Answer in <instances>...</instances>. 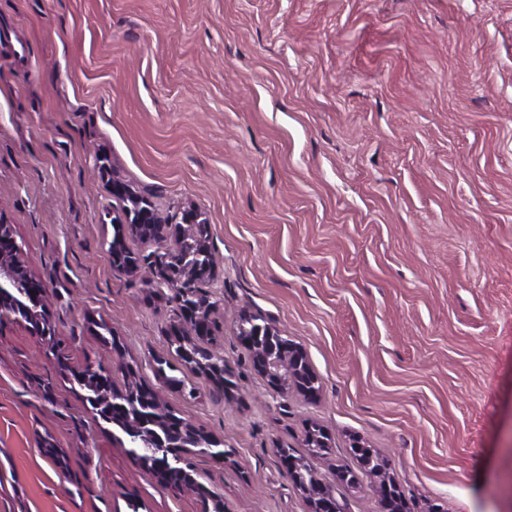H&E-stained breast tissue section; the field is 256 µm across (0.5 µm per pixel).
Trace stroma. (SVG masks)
<instances>
[{
    "mask_svg": "<svg viewBox=\"0 0 512 512\" xmlns=\"http://www.w3.org/2000/svg\"><path fill=\"white\" fill-rule=\"evenodd\" d=\"M102 156L170 223L207 219L228 392L114 272ZM0 222L55 336L0 325V512H311L275 453L310 421L318 477L361 482L340 512H379L357 441L406 512H512V0H0ZM245 312L304 348L319 400L253 370ZM89 365L223 441L192 458L213 498L129 455L72 381ZM307 428L308 431L306 436L302 439V448H317L318 453L310 454L311 457L323 455V453L327 452L331 446V438L328 432H325L318 425H310Z\"/></svg>",
    "mask_w": 512,
    "mask_h": 512,
    "instance_id": "obj_1",
    "label": "stroma"
}]
</instances>
